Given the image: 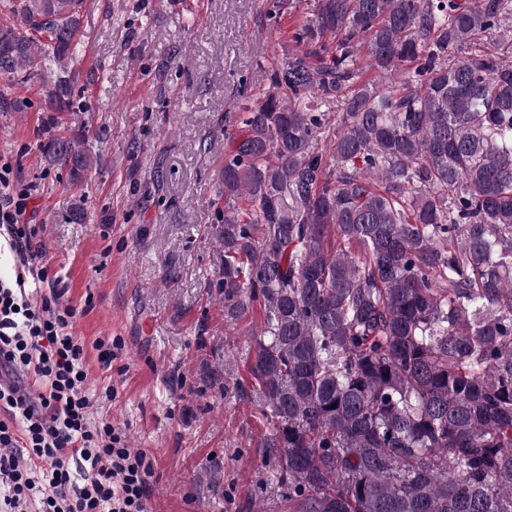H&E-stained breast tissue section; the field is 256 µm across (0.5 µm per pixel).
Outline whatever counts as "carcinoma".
<instances>
[{
    "mask_svg": "<svg viewBox=\"0 0 512 512\" xmlns=\"http://www.w3.org/2000/svg\"><path fill=\"white\" fill-rule=\"evenodd\" d=\"M81 8L22 0L0 77L54 71L70 111ZM511 21L512 0H314L306 50L235 115L216 287L231 321L262 309L249 396L292 512H512V60L473 48L512 51ZM40 147L74 182L92 166Z\"/></svg>",
    "mask_w": 512,
    "mask_h": 512,
    "instance_id": "cac0c4a2",
    "label": "carcinoma"
}]
</instances>
